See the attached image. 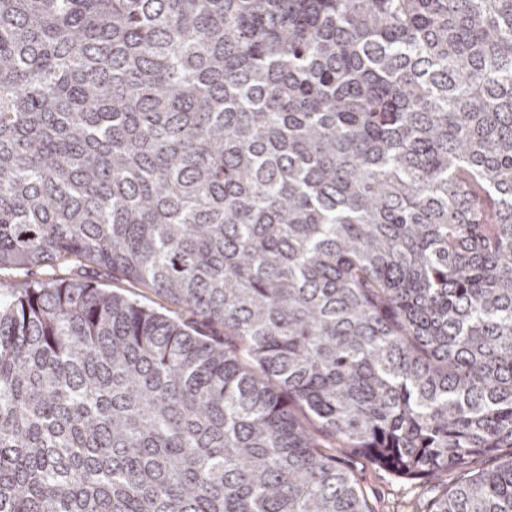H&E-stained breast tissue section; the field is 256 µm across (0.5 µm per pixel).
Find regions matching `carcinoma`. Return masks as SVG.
Instances as JSON below:
<instances>
[{
  "mask_svg": "<svg viewBox=\"0 0 512 512\" xmlns=\"http://www.w3.org/2000/svg\"><path fill=\"white\" fill-rule=\"evenodd\" d=\"M0 512H512V0H0ZM81 276L84 280L92 281L100 288H107L110 291L121 293L131 299L136 300L139 304L149 308H164L163 310L172 317L187 318V313L173 305H170L166 300L156 295L154 292L147 288H142L132 282L125 280L122 277L113 278L111 276L100 275L92 265L84 267L81 270ZM169 312H168V311ZM44 270L35 268L31 271L26 269H17L7 272H2L0 280L2 283L11 288H25L32 281L39 280L42 277ZM322 448L352 473L372 512H427L434 496V482L427 478L409 480L391 468L375 464L355 448Z\"/></svg>",
  "mask_w": 512,
  "mask_h": 512,
  "instance_id": "obj_1",
  "label": "carcinoma"
}]
</instances>
